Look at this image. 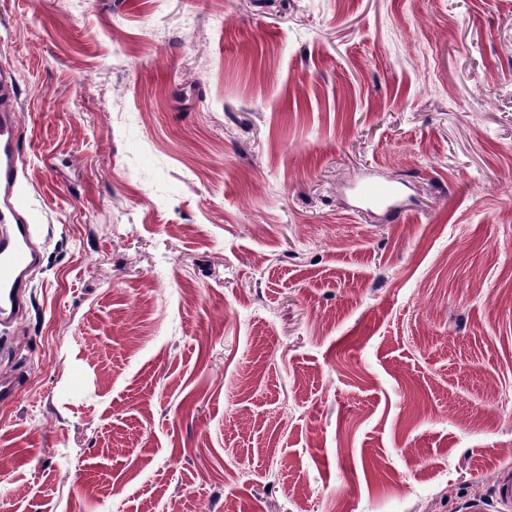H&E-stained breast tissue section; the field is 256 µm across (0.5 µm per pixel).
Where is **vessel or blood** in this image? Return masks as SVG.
<instances>
[{"label": "vessel or blood", "mask_w": 512, "mask_h": 512, "mask_svg": "<svg viewBox=\"0 0 512 512\" xmlns=\"http://www.w3.org/2000/svg\"><path fill=\"white\" fill-rule=\"evenodd\" d=\"M13 76L0 73V324H8L26 306L27 279L40 256L33 245L38 226L35 206L17 191L20 175V129L13 105ZM399 193L390 183H365L358 195L370 205H386Z\"/></svg>", "instance_id": "vessel-or-blood-1"}]
</instances>
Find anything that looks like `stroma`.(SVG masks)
<instances>
[{
	"label": "stroma",
	"mask_w": 512,
	"mask_h": 512,
	"mask_svg": "<svg viewBox=\"0 0 512 512\" xmlns=\"http://www.w3.org/2000/svg\"><path fill=\"white\" fill-rule=\"evenodd\" d=\"M1 69L0 512H496L512 0H0ZM15 79L0 73V324L6 326L26 306L27 279L40 256L33 245L35 206L17 192L20 129L12 111ZM399 194V188L390 183H365L359 186L358 195L370 205H388Z\"/></svg>",
	"instance_id": "35a3bbf8"
}]
</instances>
